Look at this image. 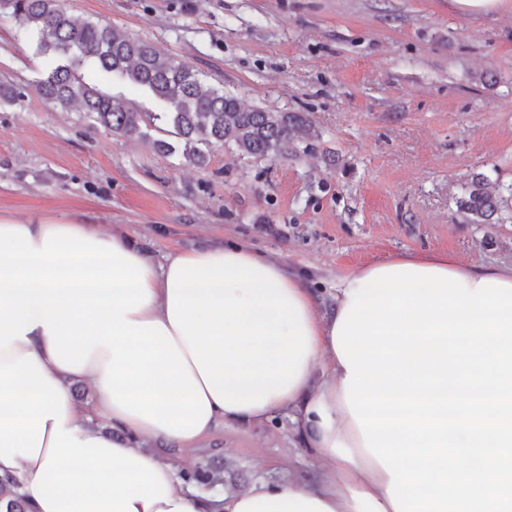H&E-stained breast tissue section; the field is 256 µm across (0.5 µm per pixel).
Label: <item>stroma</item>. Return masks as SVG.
<instances>
[{"instance_id": "1", "label": "stroma", "mask_w": 512, "mask_h": 512, "mask_svg": "<svg viewBox=\"0 0 512 512\" xmlns=\"http://www.w3.org/2000/svg\"><path fill=\"white\" fill-rule=\"evenodd\" d=\"M80 20L184 60L243 106L306 112L318 138L277 159L211 147L204 166L164 155L148 128L124 138L33 91L49 57L0 16V216L119 232L156 259L244 243L305 274L323 300L337 277L402 254L512 264L500 224L458 211L477 174L512 185V13L478 18L449 0H67ZM176 473L211 460L235 488L314 475L322 461L290 414L219 426L196 449L161 443Z\"/></svg>"}]
</instances>
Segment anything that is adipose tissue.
Segmentation results:
<instances>
[{
  "label": "adipose tissue",
  "instance_id": "adipose-tissue-1",
  "mask_svg": "<svg viewBox=\"0 0 512 512\" xmlns=\"http://www.w3.org/2000/svg\"><path fill=\"white\" fill-rule=\"evenodd\" d=\"M334 299L245 244L0 217V478L29 512H512V267L404 254ZM290 409L318 476L206 498L151 450Z\"/></svg>",
  "mask_w": 512,
  "mask_h": 512
}]
</instances>
